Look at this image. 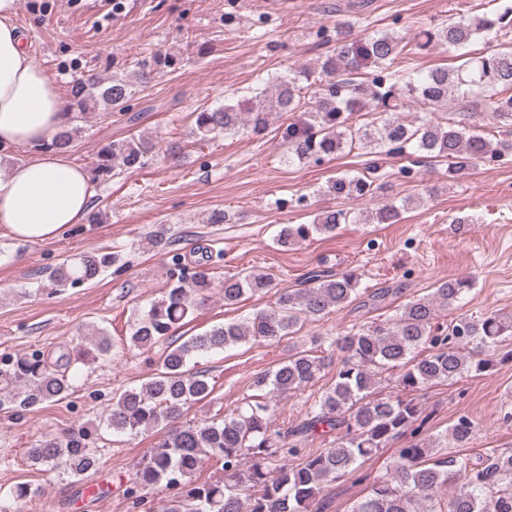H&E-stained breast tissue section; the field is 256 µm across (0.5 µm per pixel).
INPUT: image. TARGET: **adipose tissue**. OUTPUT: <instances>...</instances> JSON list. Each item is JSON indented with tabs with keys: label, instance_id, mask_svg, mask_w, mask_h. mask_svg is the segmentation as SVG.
Here are the masks:
<instances>
[{
	"label": "adipose tissue",
	"instance_id": "1",
	"mask_svg": "<svg viewBox=\"0 0 512 512\" xmlns=\"http://www.w3.org/2000/svg\"><path fill=\"white\" fill-rule=\"evenodd\" d=\"M17 0H0V148L30 146L69 124L55 81L35 67L13 18ZM96 195L86 170L47 152L0 177V225L22 241L57 239L84 223Z\"/></svg>",
	"mask_w": 512,
	"mask_h": 512
}]
</instances>
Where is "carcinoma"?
<instances>
[{
    "instance_id": "carcinoma-1",
    "label": "carcinoma",
    "mask_w": 512,
    "mask_h": 512,
    "mask_svg": "<svg viewBox=\"0 0 512 512\" xmlns=\"http://www.w3.org/2000/svg\"><path fill=\"white\" fill-rule=\"evenodd\" d=\"M354 23L336 22L333 49L321 62L319 83L311 107L300 110L302 82L313 71L289 69L270 88H249L242 99L214 109L190 113L197 141L216 139L246 130L263 134L274 112L302 111L288 123L282 138L288 155L300 162L319 164L365 141L379 152L404 155L413 150L425 159L449 162L448 174L459 176L482 159H495L512 151V143L496 144L471 125L443 123L431 118L407 122L399 115L407 101H418L431 112L448 109L463 94H484L492 99V119L512 126V47L492 49L468 57L454 69L436 68L425 74L403 75L393 68L405 49V37L394 33L353 34ZM512 30V5L501 12L476 19L452 17L419 36L418 47L432 44L463 48L478 36ZM176 56L154 55L137 61V79L144 87ZM136 86L112 76L102 79L89 72L70 85L71 122L92 112H128ZM365 112L364 126L350 123V115ZM77 127L70 126L33 145L37 151H67ZM155 144L148 137L130 133L114 139L97 153L94 171L111 177L117 170L145 165ZM364 176L339 177L327 185V193L355 199L373 191ZM400 207L386 203L375 210L378 224L397 221ZM351 221L345 210H324L311 224H285L276 244L286 249L313 234L333 235ZM152 248L163 252L176 277L160 297L137 314L128 338L133 348L163 346L158 366L140 386L125 389L112 398L95 430L72 429L37 440L27 449L34 465L44 466L78 481L98 469L101 449L95 442L102 432L138 435L165 431L136 470L124 495L141 503L145 491L169 492L162 512H311L324 485L355 470L356 464L406 432L413 441L397 450L389 473L372 485L351 512H438L439 491L454 480L461 482L449 503V512H512V452L486 459L472 467L464 459L432 457V443L421 436L422 407L409 393L453 380L464 373H483L497 362L502 343L512 339V319L490 314L479 320L460 319L444 328L438 323L442 310L452 308L472 287V280L450 279L423 297L407 300L394 316L371 321L336 338L344 354L333 383L296 425L281 431L273 423L274 400L312 386L326 358L297 350L268 373L256 377V393L245 398L237 413L197 422H182L186 409L213 393L208 371L189 364L200 356L231 349L243 342L274 344L298 330L302 320L319 321L331 311L360 302L375 308L393 293L391 288L371 291L360 287L355 271L332 274L325 270L306 279L304 288H282L275 305L259 310L244 321H229L202 333L183 336L176 331L189 317L208 305L214 282L204 269L187 272L182 257L162 230L148 235ZM117 253L82 254L68 259L49 275L58 286H76L95 280L108 267L120 274ZM270 274L255 270L224 275V305L234 306L247 295L269 292ZM111 340L102 331L82 339L63 352L50 366L35 352L0 366V408L15 415L45 402L61 401L70 394V369L110 357ZM398 370L397 393L376 395L378 375ZM329 437V447L309 454L293 465L290 459L303 453L302 442L311 434ZM474 434L472 421L462 416L453 425L449 441L468 443ZM212 460L222 475L200 482L201 464ZM36 491L26 483L12 487L0 512H23Z\"/></svg>"
}]
</instances>
